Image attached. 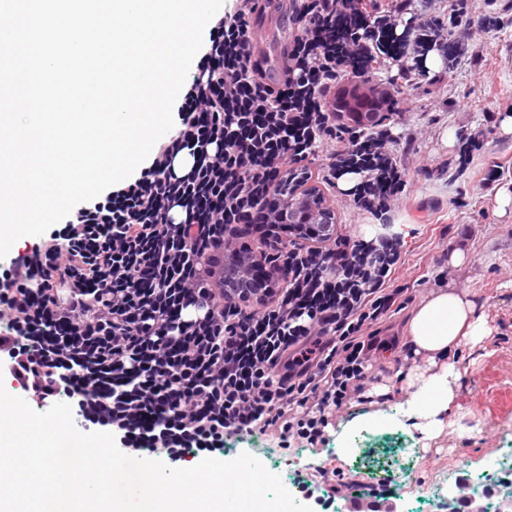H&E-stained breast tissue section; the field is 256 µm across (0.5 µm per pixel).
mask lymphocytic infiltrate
I'll return each mask as SVG.
<instances>
[{
  "instance_id": "lymphocytic-infiltrate-1",
  "label": "lymphocytic infiltrate",
  "mask_w": 512,
  "mask_h": 512,
  "mask_svg": "<svg viewBox=\"0 0 512 512\" xmlns=\"http://www.w3.org/2000/svg\"><path fill=\"white\" fill-rule=\"evenodd\" d=\"M268 2L235 0L213 27L198 65L205 84L186 94L180 130L137 180L0 266V371L31 407L65 399L84 431L112 433L134 458L176 464L257 433L284 450L317 448L336 410L373 383L376 327L402 294L400 236L342 228L315 244L272 219L280 183L314 162L330 191L339 173L359 175L358 211L396 206L423 134L393 152L407 102L372 76L389 59L416 83L407 56L447 53L448 35L422 15L379 56L373 32L395 30L413 0L372 13L359 0H289L296 34L272 85L255 37ZM421 25L429 41L417 40ZM346 67L373 85L385 122L338 121ZM185 149L197 164L174 176L171 159ZM248 237L288 269L287 285L252 306L225 296L221 277L224 242Z\"/></svg>"
}]
</instances>
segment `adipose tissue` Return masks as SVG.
Wrapping results in <instances>:
<instances>
[{"instance_id": "ef3b65f1", "label": "adipose tissue", "mask_w": 512, "mask_h": 512, "mask_svg": "<svg viewBox=\"0 0 512 512\" xmlns=\"http://www.w3.org/2000/svg\"><path fill=\"white\" fill-rule=\"evenodd\" d=\"M414 355L425 357L428 373L420 375L407 400L403 416L426 438L440 432L443 419L453 407L456 374L448 356L461 345L481 342L491 330L467 296L442 289L421 302L405 323Z\"/></svg>"}]
</instances>
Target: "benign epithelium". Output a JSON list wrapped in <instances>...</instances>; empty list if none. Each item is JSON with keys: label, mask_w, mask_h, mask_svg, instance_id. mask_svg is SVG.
<instances>
[{"label": "benign epithelium", "mask_w": 512, "mask_h": 512, "mask_svg": "<svg viewBox=\"0 0 512 512\" xmlns=\"http://www.w3.org/2000/svg\"><path fill=\"white\" fill-rule=\"evenodd\" d=\"M370 91L357 85L352 99L339 102L340 115L360 125L370 126L384 120V112H362L358 104L369 100ZM283 207L277 215V223L288 224L298 238L307 237L316 243L332 238L336 234V210L313 181L285 179ZM265 264L263 252L257 249L241 251L224 249V293L237 292L249 287V272L253 265Z\"/></svg>", "instance_id": "benign-epithelium-1"}]
</instances>
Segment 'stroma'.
<instances>
[{"label": "stroma", "mask_w": 512, "mask_h": 512, "mask_svg": "<svg viewBox=\"0 0 512 512\" xmlns=\"http://www.w3.org/2000/svg\"><path fill=\"white\" fill-rule=\"evenodd\" d=\"M469 4L467 18L453 31L463 41L461 54L439 65L444 81L404 90L412 108L397 131L429 122L422 144L428 171L414 176L391 215L404 242L394 285L416 305L447 287L469 294L492 334L479 346L460 348L456 404L434 440L396 424L348 433L344 455L306 450L291 456L270 436L228 440L224 460L236 451L253 454L294 497L313 483L316 497L332 501L336 479L320 477L323 467L370 486L390 478L401 512H446L461 478L493 485L501 512H512V212L499 214L495 202L499 188L512 183V134L488 131L484 121L489 111L512 116V10L493 0ZM456 250L465 255L459 265L450 260ZM407 317L403 311L383 323L373 357V401L350 403L338 413L327 428L329 441L362 411L397 417L410 397L409 377L425 362L412 359L403 371L395 362L407 341Z\"/></svg>", "instance_id": "stroma-1"}]
</instances>
